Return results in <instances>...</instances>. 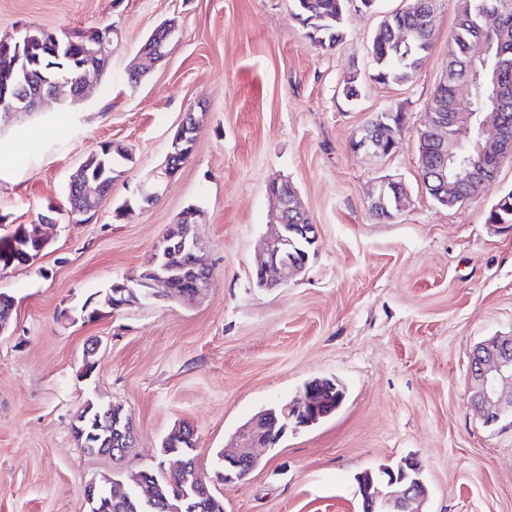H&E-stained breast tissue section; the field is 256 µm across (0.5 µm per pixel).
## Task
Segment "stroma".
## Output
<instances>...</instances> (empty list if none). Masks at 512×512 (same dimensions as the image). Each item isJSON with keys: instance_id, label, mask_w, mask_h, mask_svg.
I'll return each mask as SVG.
<instances>
[{"instance_id": "35a3bbf8", "label": "stroma", "mask_w": 512, "mask_h": 512, "mask_svg": "<svg viewBox=\"0 0 512 512\" xmlns=\"http://www.w3.org/2000/svg\"><path fill=\"white\" fill-rule=\"evenodd\" d=\"M403 5L378 0L370 11L354 0L341 43L322 51L293 0H0L1 35L119 31L108 71L73 112H0V224L33 223L50 206L59 219L41 257L0 271V291L15 298L0 335V512H86L85 483L158 467L162 440L183 421L213 470L216 450L255 413L301 399L317 377L343 385L342 405L259 449L245 479L216 484L224 512H361L356 476L408 456L422 467L425 512H512V418L484 424L469 373L476 346L512 334V231L486 222L512 190V158L460 206L426 192L418 132L444 76L457 2L439 0L412 81L383 84L371 41ZM166 20L177 38L128 88L131 60ZM348 75L360 85L353 104L341 94ZM390 109L406 115L397 151L353 153V132ZM188 111L203 118L190 158L153 205L116 218L159 172ZM109 141L131 148L133 161L90 223H70L69 176ZM276 177L296 187L320 238L302 273L266 289L253 268ZM384 178L402 181L411 199L390 219L370 209ZM190 205L203 213L207 294L84 320L85 301L138 274ZM88 401L131 416L136 441L121 460L87 454L75 439Z\"/></svg>"}]
</instances>
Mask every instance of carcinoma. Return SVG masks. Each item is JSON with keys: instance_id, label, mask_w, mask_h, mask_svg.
<instances>
[{"instance_id": "obj_1", "label": "carcinoma", "mask_w": 512, "mask_h": 512, "mask_svg": "<svg viewBox=\"0 0 512 512\" xmlns=\"http://www.w3.org/2000/svg\"><path fill=\"white\" fill-rule=\"evenodd\" d=\"M296 16L306 30L310 44L331 50L343 38L347 0H295ZM430 0H408L406 9L385 18L376 31L371 53L376 64V79L382 83H407L425 61L432 45L433 29L425 26L424 15ZM412 31L409 41L399 43L401 29ZM64 33L42 27H27L15 35L0 36V79L8 78L11 89H24L27 74L40 73L51 81H76L81 70L82 50L62 43ZM451 47L450 72L469 68L478 78L473 88L479 101L478 111L490 112L492 88L485 83V68L499 66L501 81L512 85V0H457V24L448 37ZM455 108L452 86L436 90L428 103L430 112H449ZM133 162L132 152L121 145L106 142L85 159L84 172L100 178L107 188L124 174L125 163ZM489 224H512V190L504 194L487 213ZM29 225L19 224L0 234V268L19 266L25 257L36 256V244L27 238ZM311 386L324 388L328 403L325 414L332 415L342 404V387L331 379H316ZM120 406L100 407L84 404L75 416L73 432H83L81 444L91 454L108 455V433L102 428L109 413ZM276 431L283 434L296 423L288 407L269 408ZM110 481L96 485L93 512H224L223 501L216 496L212 483L193 480V469L180 475L163 468H146L128 476L126 495L110 496Z\"/></svg>"}]
</instances>
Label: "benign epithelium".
<instances>
[{
	"instance_id": "benign-epithelium-1",
	"label": "benign epithelium",
	"mask_w": 512,
	"mask_h": 512,
	"mask_svg": "<svg viewBox=\"0 0 512 512\" xmlns=\"http://www.w3.org/2000/svg\"><path fill=\"white\" fill-rule=\"evenodd\" d=\"M111 25L100 27L90 33L75 32L83 48L82 84L79 89L58 83L42 87L25 98H14L6 103L0 102V112H38L47 103L63 105L68 101L83 102L87 98L86 83L98 74L108 70L112 59ZM164 44L152 42L144 46L134 58L130 68H139L141 75L149 74L164 58ZM471 87V83L460 80L454 84V96L458 110L448 114L430 113V122L418 133V151L422 160L421 174L423 183L436 200L448 204V184L463 181L467 193L473 194L480 185L489 181L485 167L473 166L463 173L457 171L458 145L448 139V127L456 126L463 120H476L478 138L476 150L483 159L503 160L512 157V124L506 119V113L500 108L512 97V87L495 81V99L493 112H473L472 101H463L459 95L461 87ZM406 117L402 112H380L371 122L358 128L352 135L350 147L355 153H371L386 157L393 153L396 145L395 132L405 127ZM197 132V120L193 112L185 114L174 133L167 158L177 157L181 153V143ZM493 134V140L485 139L486 133ZM175 172L162 169L160 180L140 189L139 197L143 206L153 204L163 182L171 179ZM268 194L274 202L272 224L274 233L266 239L255 266V277L264 288H275L288 275L306 267L309 255L297 248V241L305 240L312 245L319 239L318 227L309 221L305 224H289L286 216L295 213L307 216L298 202L294 186L281 179L268 184ZM408 199L403 182L393 178L381 180L378 190L372 195L370 208L383 217H393L400 212ZM200 211L194 207L185 208L157 243L148 262L152 271L142 276H130L121 283L112 286L114 310L151 300H192L202 295L212 285L210 268L199 256L201 242L195 233L199 223ZM51 222L43 220L33 225L29 236L45 251L49 245L47 232ZM190 256L194 278L185 280V268L178 257ZM470 375L472 391L470 402L478 409L485 423L492 425L503 417L512 416V335L498 336L477 346L470 356ZM319 391L306 388L304 400L294 405L296 413L307 418L316 415L321 408L317 402ZM133 436L128 421L115 415L112 420V452L121 455ZM174 448L184 444L195 447V432L190 425H182L169 435ZM242 446L224 454V480L232 481L244 478L252 464L257 461L256 449L269 448L275 439L274 424L263 413L255 415L243 428ZM361 496L365 512H419V504L426 496L423 482L409 478V474L390 472L381 478L371 476L362 482Z\"/></svg>"
}]
</instances>
